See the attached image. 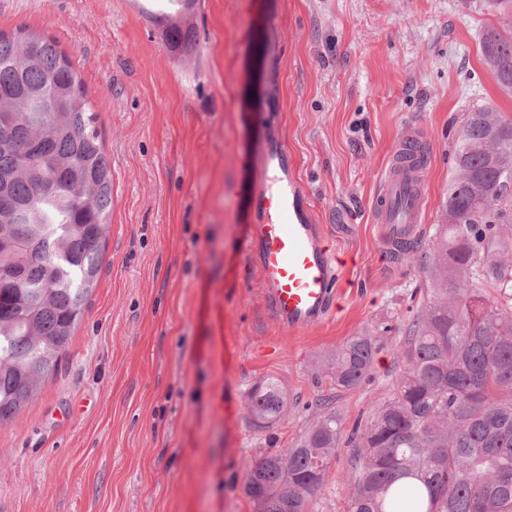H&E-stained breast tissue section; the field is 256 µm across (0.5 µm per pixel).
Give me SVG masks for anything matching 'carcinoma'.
<instances>
[{
    "label": "carcinoma",
    "mask_w": 512,
    "mask_h": 512,
    "mask_svg": "<svg viewBox=\"0 0 512 512\" xmlns=\"http://www.w3.org/2000/svg\"><path fill=\"white\" fill-rule=\"evenodd\" d=\"M484 63L512 92V30L488 27ZM97 113L70 56L49 37L0 33V420L54 374L96 288L112 206ZM24 218H17L21 209ZM33 239L43 256L27 260ZM423 267L430 280L399 353L391 396L347 438L326 408L288 448L247 466L255 512H309L341 444L356 461L348 512H512V118L466 113L445 223ZM381 344L354 336L326 376L360 386ZM288 411L275 378L247 393L251 423Z\"/></svg>",
    "instance_id": "carcinoma-1"
}]
</instances>
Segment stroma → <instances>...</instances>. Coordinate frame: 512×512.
Here are the masks:
<instances>
[{"label": "stroma", "instance_id": "35a3bbf8", "mask_svg": "<svg viewBox=\"0 0 512 512\" xmlns=\"http://www.w3.org/2000/svg\"><path fill=\"white\" fill-rule=\"evenodd\" d=\"M128 0H0V32L66 51L98 114L112 213L98 283L57 372L0 422V512H253L242 487L332 398L346 424L387 399L428 278L387 250L370 213L402 131L424 135L427 220L442 223L465 111L512 117L483 62L484 0H190L166 22ZM193 26L195 46L167 24ZM280 142L335 257L333 316L291 335L266 313L244 239L261 156ZM376 336L370 377L336 391L325 365ZM288 392L256 429L255 383ZM340 447L310 512H347ZM247 412L251 423L267 429L279 422L288 411V394L275 378H266L247 393Z\"/></svg>", "mask_w": 512, "mask_h": 512}]
</instances>
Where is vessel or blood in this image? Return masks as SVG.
<instances>
[{
  "instance_id": "b4317fda",
  "label": "vessel or blood",
  "mask_w": 512,
  "mask_h": 512,
  "mask_svg": "<svg viewBox=\"0 0 512 512\" xmlns=\"http://www.w3.org/2000/svg\"><path fill=\"white\" fill-rule=\"evenodd\" d=\"M262 165L266 177L254 189L257 222L250 227L246 252L259 274L268 315L295 334L333 315L339 281L322 228L289 170L287 152L269 144ZM426 167L419 135L405 131L370 207L384 229L386 247L417 238L425 219Z\"/></svg>"
}]
</instances>
